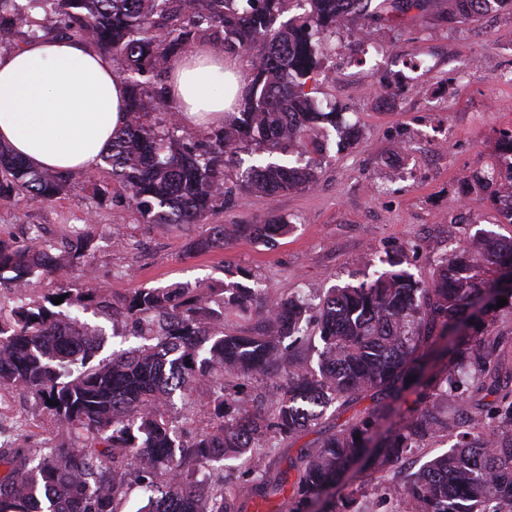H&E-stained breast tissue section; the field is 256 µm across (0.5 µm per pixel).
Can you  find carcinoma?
<instances>
[{
  "label": "carcinoma",
  "mask_w": 512,
  "mask_h": 512,
  "mask_svg": "<svg viewBox=\"0 0 512 512\" xmlns=\"http://www.w3.org/2000/svg\"><path fill=\"white\" fill-rule=\"evenodd\" d=\"M303 2L300 16L283 21L292 0H55L51 10L47 0H0V54L75 38L109 57L129 87L126 123L92 173L39 170L0 144V205L17 195L44 205L87 182L95 197L130 206L143 224L200 225L187 257L238 238L287 235L281 217L207 223L231 200L226 168L252 150L261 159L236 187L266 199L310 188L326 154L324 125H335L333 112L316 105V87H307L326 70L321 45L342 17L392 22L424 12L429 0ZM488 2L448 0V16L476 19ZM198 42L254 57L238 111L207 132L185 125L167 97L172 59ZM31 230L27 245L0 241V288L14 298L12 306L0 302V391L31 396L53 438L39 448L7 435L0 441V512H123L134 491L136 512H236L224 469L365 395L375 402L370 412L326 433L285 470L258 481L249 468L239 472L241 483L264 501L288 494L289 512L317 504L316 512H352L363 485L336 497L352 465L385 473L447 438L448 451L381 483V500L402 512H512L504 345L500 336L470 333L498 298L512 306V236L490 233L454 248L426 284L390 258L391 269L356 286L274 300L261 331L239 334L224 330V320L257 296L242 269L225 271L231 281L220 288H134L114 298L88 281L67 282L28 301L39 281L95 250L75 230L54 253L40 244L38 225ZM91 308L123 318L139 344L98 358L105 337L78 316ZM269 377L279 378L272 402L246 394L248 383ZM201 383L211 389L210 417L190 436L170 406ZM450 402L475 404L481 419L448 415ZM394 414L399 421L379 432ZM188 460L211 474L186 469Z\"/></svg>",
  "instance_id": "obj_1"
}]
</instances>
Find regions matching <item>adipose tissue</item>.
Listing matches in <instances>:
<instances>
[{
	"label": "adipose tissue",
	"instance_id": "adipose-tissue-1",
	"mask_svg": "<svg viewBox=\"0 0 512 512\" xmlns=\"http://www.w3.org/2000/svg\"><path fill=\"white\" fill-rule=\"evenodd\" d=\"M238 64L207 45L176 58L168 97L184 122L219 126L242 92ZM127 87L84 42L40 40L0 56V143L45 170H94L125 120Z\"/></svg>",
	"mask_w": 512,
	"mask_h": 512
}]
</instances>
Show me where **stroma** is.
<instances>
[{"label":"stroma","instance_id":"stroma-1","mask_svg":"<svg viewBox=\"0 0 512 512\" xmlns=\"http://www.w3.org/2000/svg\"><path fill=\"white\" fill-rule=\"evenodd\" d=\"M448 0H432L420 15L395 26L349 22L327 44L325 65L333 78L321 86L345 124L359 128L358 142L339 147L330 133L317 184L269 201L236 190L216 224H261L286 218L290 233L275 245L238 239L221 250L184 257L192 231L145 225L131 207L95 205L92 191L76 185L46 206L16 198L0 206V239L26 242L29 225L58 244L69 230L93 236L91 270L96 284L114 296L132 289L174 283L221 286L228 269L249 270L260 292L249 313L230 316L226 330L253 333L270 301L297 289L315 295L332 286L356 285L385 270L386 257L402 261L416 280L429 282L449 240L481 232L512 234L486 191L473 182L497 166L499 132L512 128V84H503L512 45V14L492 12L476 21L448 22ZM375 49L365 53V42ZM479 66H472V59ZM425 60L413 89L393 83L409 60ZM499 111H485L487 98ZM94 222H87L88 209ZM70 264L43 279L36 291L52 292L60 281L84 279ZM44 414L19 391L0 393V428L30 448L43 444Z\"/></svg>","mask_w":512,"mask_h":512}]
</instances>
